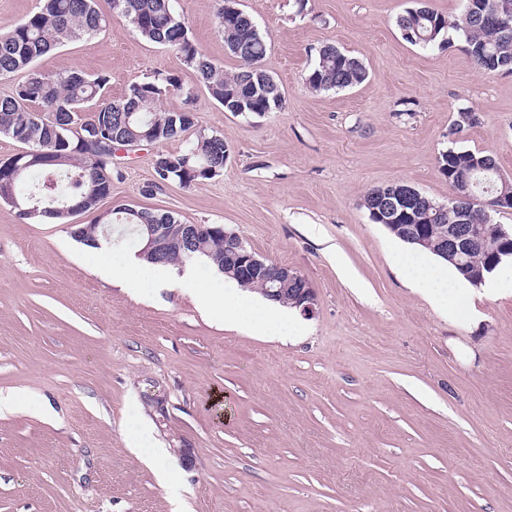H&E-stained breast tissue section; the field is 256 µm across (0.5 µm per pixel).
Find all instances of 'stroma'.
<instances>
[{
    "mask_svg": "<svg viewBox=\"0 0 512 512\" xmlns=\"http://www.w3.org/2000/svg\"><path fill=\"white\" fill-rule=\"evenodd\" d=\"M416 0H240L266 33L281 109L224 111L176 53L113 16L99 35L41 57L55 74L105 75L107 96L175 72L198 130L223 134V172L156 185L169 141L117 152L104 208L218 224L314 291L299 335L205 317L171 278L133 295L103 278L138 243L97 258L72 234L89 213L25 223L0 204V512H512V288L453 312L404 282L402 242L363 206L405 182L440 202L448 148L486 151L512 179V72L479 69L460 38L422 47L397 19ZM225 72L238 61L218 0H172ZM333 44L368 70L314 92L304 78ZM477 121L448 131L460 110ZM151 438L155 462L134 449ZM177 471L175 488L157 470Z\"/></svg>",
    "mask_w": 512,
    "mask_h": 512,
    "instance_id": "1",
    "label": "stroma"
}]
</instances>
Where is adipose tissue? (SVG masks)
<instances>
[{
	"label": "adipose tissue",
	"mask_w": 512,
	"mask_h": 512,
	"mask_svg": "<svg viewBox=\"0 0 512 512\" xmlns=\"http://www.w3.org/2000/svg\"><path fill=\"white\" fill-rule=\"evenodd\" d=\"M395 262L406 282L411 287L426 289L438 308H450L461 299L466 282L448 264L412 249L398 251ZM99 271L103 275L118 278L122 288L136 294L146 284L159 286L166 283L172 268L131 257L120 267L100 265ZM181 284L194 289L200 308L223 322L260 330L271 325L287 326L294 322L290 307L250 291L236 290L235 280H228L223 287H206L198 285L195 278L187 274L182 277Z\"/></svg>",
	"instance_id": "ef3b65f1"
}]
</instances>
